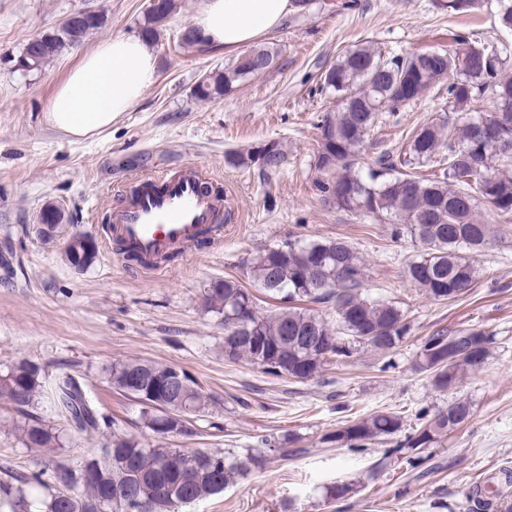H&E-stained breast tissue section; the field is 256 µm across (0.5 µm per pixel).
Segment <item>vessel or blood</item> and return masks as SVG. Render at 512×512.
<instances>
[{
	"label": "vessel or blood",
	"instance_id": "b4317fda",
	"mask_svg": "<svg viewBox=\"0 0 512 512\" xmlns=\"http://www.w3.org/2000/svg\"><path fill=\"white\" fill-rule=\"evenodd\" d=\"M224 220V202L204 187L192 165L179 173L143 179L112 214L111 235L155 272L172 249L208 237Z\"/></svg>",
	"mask_w": 512,
	"mask_h": 512
}]
</instances>
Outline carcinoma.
I'll return each instance as SVG.
<instances>
[{"instance_id": "carcinoma-1", "label": "carcinoma", "mask_w": 512, "mask_h": 512, "mask_svg": "<svg viewBox=\"0 0 512 512\" xmlns=\"http://www.w3.org/2000/svg\"><path fill=\"white\" fill-rule=\"evenodd\" d=\"M440 7L450 15L472 12L482 0H444ZM176 9L175 0H163L159 10H147L141 35L152 40L158 28ZM103 19L94 10L75 15L51 34L29 41L20 64L31 71L61 49L81 41L100 28ZM453 42L467 51H445L427 62L431 51L390 56L373 42L346 50L320 75V88L336 93L337 110L322 119L320 140L313 165L314 185L323 200L356 214L388 221L391 235L408 238L423 248L420 259L410 263L406 277L422 294L436 301H456L473 288L478 270L473 254L483 251L497 237L494 225L485 222L481 210L489 208L512 218V76L508 74L512 52L508 46H484L456 33ZM275 59L272 51L255 48L230 67L203 76L193 89L199 101L221 98L252 70ZM448 95L450 118L423 123L409 134L395 152L380 155L363 168L361 148L374 130L379 113L422 99L433 90ZM489 96L498 110L470 114L473 103ZM461 112L463 117L454 118ZM284 151L277 144L240 155L237 165H258L276 171ZM438 162L432 177L411 173ZM61 212L44 209L37 228L45 244L56 240ZM256 288L278 298L280 305L265 310L259 298L241 281L227 277L210 284L204 294L205 309L224 318V333L235 330L243 340L229 356L264 373L309 381L332 364H342L364 351L389 357L411 333L406 312L395 302L364 293L367 260L341 240H290L264 248L245 268ZM255 308L244 315L243 307ZM315 305L334 310L336 322L323 318ZM336 339V344L316 348L308 344ZM493 336L474 328L437 329L421 343L419 370L430 375L439 392L454 389L487 361ZM173 365L140 359L117 360L106 370L107 382L141 406L140 425L158 444L120 432L115 421L86 395L80 378L51 374L38 363L21 359L0 370V404L16 417L11 430L30 449L54 458L51 482L42 474H16L0 483V512H94V504L110 495V489L135 486V499L106 504V512H179V508L224 492L248 464H260L256 456L211 448H173L159 425L180 424V418L203 414L211 396L193 377L181 392L153 397L156 382L164 380ZM167 408L160 414L153 402ZM48 404L69 427L63 434L45 422L38 409ZM472 416L468 399L448 402L433 415L421 416L413 433L388 449L387 457L413 454L421 459L426 449L455 431ZM404 418L388 411L342 421L322 437V443L362 451L388 443L402 433ZM106 436L101 448L69 465L55 460L65 448L66 436ZM297 436L265 438L283 457L301 452ZM358 493L355 484L336 482L325 487V500H346Z\"/></svg>"}]
</instances>
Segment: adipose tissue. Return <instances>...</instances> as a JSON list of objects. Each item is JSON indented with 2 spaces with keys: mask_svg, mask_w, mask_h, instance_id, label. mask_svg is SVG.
<instances>
[{
  "mask_svg": "<svg viewBox=\"0 0 512 512\" xmlns=\"http://www.w3.org/2000/svg\"><path fill=\"white\" fill-rule=\"evenodd\" d=\"M295 9L294 0H204L193 26L208 44L231 51L275 31ZM156 72L157 56L147 41L104 39L56 91L48 120L74 137L107 129L141 98Z\"/></svg>",
  "mask_w": 512,
  "mask_h": 512,
  "instance_id": "obj_1",
  "label": "adipose tissue"
}]
</instances>
